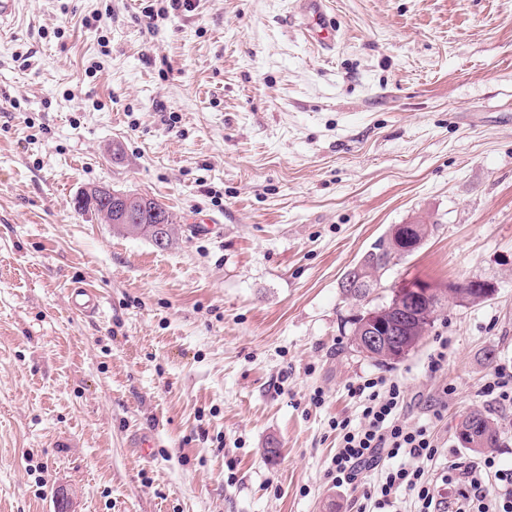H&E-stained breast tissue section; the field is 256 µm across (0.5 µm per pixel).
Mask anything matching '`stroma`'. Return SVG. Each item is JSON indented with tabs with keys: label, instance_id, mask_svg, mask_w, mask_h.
<instances>
[{
	"label": "stroma",
	"instance_id": "stroma-1",
	"mask_svg": "<svg viewBox=\"0 0 512 512\" xmlns=\"http://www.w3.org/2000/svg\"><path fill=\"white\" fill-rule=\"evenodd\" d=\"M191 4L20 0L0 34V512H357L364 486L326 476L331 424L375 376L463 468L482 410L512 469V406L482 391L512 371V0H327L330 47L293 0ZM93 185L171 207L174 244L75 211ZM470 277L493 295L446 298L399 362L353 346L392 288ZM412 224H394L391 225L390 230L385 236L384 240H395V245L391 243L384 244L380 242L378 245H375L374 250L368 252L361 263L358 266H355L351 269L345 276V279L348 276H352L355 279H361L363 282V287L360 290H357L354 293H350L354 298H362L365 297L366 294L369 293L371 283H374L373 276L374 273H377L386 268V266L391 262L397 254H401V250L399 248L400 244L398 241H404L406 244L411 243V226ZM353 278H350L349 281H352ZM364 290V291H362ZM101 299L96 292L83 287L72 288L68 305L76 313L90 316L95 314L100 307Z\"/></svg>",
	"mask_w": 512,
	"mask_h": 512
}]
</instances>
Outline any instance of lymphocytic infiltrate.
Masks as SVG:
<instances>
[{"label": "lymphocytic infiltrate", "instance_id": "1", "mask_svg": "<svg viewBox=\"0 0 512 512\" xmlns=\"http://www.w3.org/2000/svg\"><path fill=\"white\" fill-rule=\"evenodd\" d=\"M358 421H334L339 443L327 470L337 486L368 481L364 494L376 512H386L408 496L413 512H445L457 500V512L479 505L481 512H512V469H500L494 457L475 463L467 476L445 471L432 475L439 446L429 428L402 418V388L384 377L351 384Z\"/></svg>", "mask_w": 512, "mask_h": 512}]
</instances>
